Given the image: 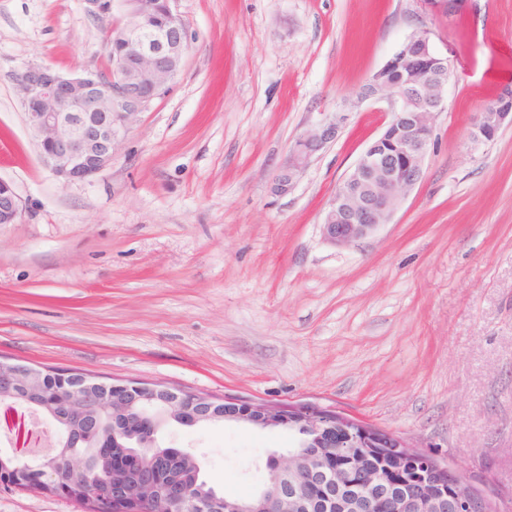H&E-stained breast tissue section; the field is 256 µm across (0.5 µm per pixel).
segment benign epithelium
I'll return each mask as SVG.
<instances>
[{
    "mask_svg": "<svg viewBox=\"0 0 512 512\" xmlns=\"http://www.w3.org/2000/svg\"><path fill=\"white\" fill-rule=\"evenodd\" d=\"M174 2L163 0V18L148 24L140 0H123L124 19L113 25L112 32L124 54L113 59L110 87L98 73L73 76L41 65H30L18 76L40 159L62 181H87L110 166L124 133L153 99L170 88L190 47ZM424 3L452 15L462 9L464 0ZM406 59L405 75L392 81L391 69ZM448 78V58L434 51L426 30L409 36L370 76L359 99L390 94L391 118L336 187L321 224L326 240L348 245L389 223L422 178ZM500 97L503 104L476 113L474 143L494 140L504 123L512 122V91L506 89ZM342 121L337 116L297 139L276 174L275 192L292 188L311 156L336 138ZM20 215L13 186L0 180V225L13 224ZM49 380L60 385L53 405L77 443L97 429L94 410L104 403L118 407L112 413V439L98 449V458L120 477L87 485L92 501L109 505L111 512H301L317 504L325 512H488L486 502L460 476L446 489L448 467L432 456L400 436L334 410L217 398L168 384L107 382L88 373L0 360V394L15 399L19 408H42V389ZM173 413L189 426L234 421L296 431L311 451L301 456L294 450L270 455L265 463L267 482L248 498L196 495L181 479L162 482L164 474L191 454L165 455L150 447L158 418ZM375 448L394 462L384 480L375 477L370 454ZM68 465L67 458L51 454L26 466L22 476L18 465L7 467L0 459V486L52 489L67 497L59 480Z\"/></svg>",
    "mask_w": 512,
    "mask_h": 512,
    "instance_id": "1",
    "label": "benign epithelium"
}]
</instances>
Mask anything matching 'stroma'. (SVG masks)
Instances as JSON below:
<instances>
[{
  "label": "stroma",
  "mask_w": 512,
  "mask_h": 512,
  "mask_svg": "<svg viewBox=\"0 0 512 512\" xmlns=\"http://www.w3.org/2000/svg\"><path fill=\"white\" fill-rule=\"evenodd\" d=\"M190 49L111 165L63 183L39 157L16 78L29 65L107 69L123 15L87 0H0V358L107 381L312 404L404 438L512 501V125L471 144L472 118L512 88V0H176ZM428 31L451 76L424 176L358 243L324 210L389 118L359 100L408 36ZM335 140L287 193L273 177L304 132ZM228 497L255 493L295 433L164 423ZM0 512H82L1 490ZM20 215V199L13 186L0 180V225L14 224Z\"/></svg>",
  "instance_id": "35a3bbf8"
}]
</instances>
